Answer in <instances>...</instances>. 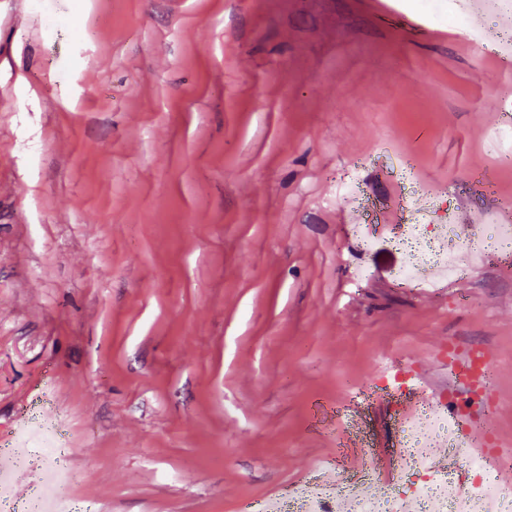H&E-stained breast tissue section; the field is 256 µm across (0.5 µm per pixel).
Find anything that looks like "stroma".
Returning <instances> with one entry per match:
<instances>
[{
    "instance_id": "obj_1",
    "label": "stroma",
    "mask_w": 512,
    "mask_h": 512,
    "mask_svg": "<svg viewBox=\"0 0 512 512\" xmlns=\"http://www.w3.org/2000/svg\"><path fill=\"white\" fill-rule=\"evenodd\" d=\"M0 0V441L60 412L83 512H240L335 452L384 364L493 362L512 447V271L396 279L370 218L409 163L453 213L512 203V70L404 0ZM368 270L357 277L358 267Z\"/></svg>"
}]
</instances>
